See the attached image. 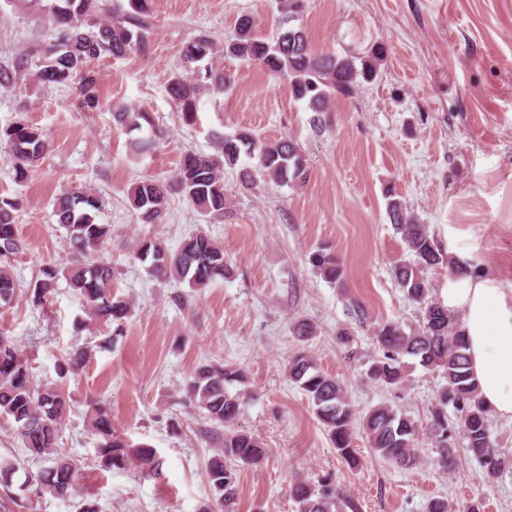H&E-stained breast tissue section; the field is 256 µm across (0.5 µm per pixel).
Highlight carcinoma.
Instances as JSON below:
<instances>
[{"mask_svg":"<svg viewBox=\"0 0 512 512\" xmlns=\"http://www.w3.org/2000/svg\"><path fill=\"white\" fill-rule=\"evenodd\" d=\"M16 2L26 9L47 13L46 20L55 31V42L38 61V78L47 86L77 84L75 104L81 111L100 106L98 78L89 67L91 60L104 55L122 57L146 48L148 0H127L128 8L113 9L114 17L105 22L98 20L106 11L104 0H54L49 6L41 5L42 0ZM300 8V0H277L281 20L270 37L262 33L254 18L240 17L235 39L224 44V54L258 63L288 79L296 100L306 103L313 112H323L331 96L337 93L348 96L354 91L357 79L370 81L375 77L385 48H373L367 56L316 55L309 48L304 28L291 25ZM215 49L209 39L186 41L180 51L183 72L173 74L168 83L178 117L187 126L197 122L203 92H221L230 84L226 74L213 70L207 62ZM113 116L129 132L153 126L151 115L144 111L121 108ZM2 145L11 151L14 180L18 184L32 176L48 150L43 131L22 120L0 125ZM254 156L267 177L285 184L306 181L307 159L296 143L290 140L260 143L252 133L240 131L222 136L214 155L186 154L176 184L187 201L206 218V223L222 220L226 215L221 176L224 164ZM129 201L144 223L159 224L167 208V187L158 180H141L131 189ZM17 208V199L0 197L1 306L11 305L17 297L11 267L14 257L25 247L14 224L13 212ZM102 209L103 197L93 193L72 192L57 198L54 214L71 248L70 266L62 272L55 265L43 264L33 286L28 288L29 301L35 308L46 306L63 277L71 291L85 300L90 318L115 325L113 335L118 336L123 331V319L129 307L112 296V267L103 258L111 228L96 222ZM387 209L391 224L413 256L411 262L395 268V277L408 299L423 306V317L418 326L407 332L392 322L375 327L381 356L370 365L368 375L383 385L396 386L403 379L405 357L417 359L425 369L440 371L447 385L440 391L438 405L430 411L431 435L435 438L439 461L445 467L452 463L453 451L448 447L452 426L445 412V407L451 405L467 448L489 474L496 475L503 469L505 459L492 446L489 409L478 398L475 384L470 380L460 319L430 298L425 278V271L435 267L466 273L470 264L451 261L442 245L429 234L427 225L407 214L401 200L391 194ZM136 254L147 264L150 274L186 282L196 289L224 280L231 273L223 245L204 230L185 240L174 252L156 240L143 238L138 242ZM309 261L328 282H340L343 271L330 251L320 249ZM86 359L83 351L67 354L58 364V370L62 374L74 372ZM288 378L311 400L314 413L338 454L347 462L355 461L350 429L352 411L340 382L321 371L306 354H298L289 362ZM243 381L244 374L239 369L205 364L197 368L186 386L188 397L206 411L209 419L224 426L222 450L206 464L207 481L220 512H234L238 498L236 466L256 464L264 455L256 437L234 428L240 414V400L229 393L228 386ZM69 407L67 397L57 385L35 383L15 341L0 332V420L16 426L17 437L29 456L53 461L48 470L32 473L21 471L15 460L1 458L0 486L6 492L15 486L22 493L34 486L39 495L48 493L75 501L76 512H100L97 502L83 489L77 463L64 455L58 444ZM87 419L91 430L102 438L96 448L102 469H125L135 463L141 475L154 473V449L134 448L118 438L112 431L105 406L98 402L91 404ZM364 433L369 447L382 458L404 469H412L419 463L414 452L419 425L409 416L380 406L365 417ZM291 494L297 512H336L340 501L336 487L330 482L315 486L299 479L294 482Z\"/></svg>","mask_w":512,"mask_h":512,"instance_id":"carcinoma-1","label":"carcinoma"}]
</instances>
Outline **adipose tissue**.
<instances>
[{"mask_svg": "<svg viewBox=\"0 0 512 512\" xmlns=\"http://www.w3.org/2000/svg\"><path fill=\"white\" fill-rule=\"evenodd\" d=\"M443 303L463 314L466 353L480 398L512 421V290L492 276L452 274Z\"/></svg>", "mask_w": 512, "mask_h": 512, "instance_id": "ef3b65f1", "label": "adipose tissue"}]
</instances>
